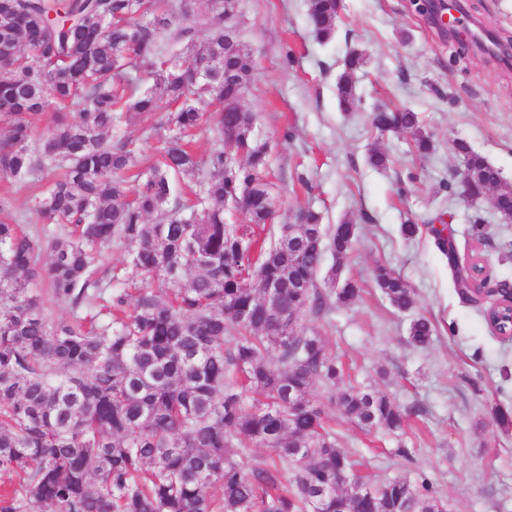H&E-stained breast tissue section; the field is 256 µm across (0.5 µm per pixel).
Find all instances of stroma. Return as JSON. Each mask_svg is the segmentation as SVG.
Returning a JSON list of instances; mask_svg holds the SVG:
<instances>
[{"mask_svg":"<svg viewBox=\"0 0 512 512\" xmlns=\"http://www.w3.org/2000/svg\"><path fill=\"white\" fill-rule=\"evenodd\" d=\"M449 2L462 20L453 35L431 21L423 0H342L336 34L321 43L308 26L306 0H238L239 36L255 70L242 104L257 113L270 143L275 224L296 223L311 208L324 223L350 218L359 226L341 275L364 291L332 311L328 326L352 380L420 409L398 439L366 432L328 408L338 446L364 456L373 478L429 480L453 512H512V430H501L491 414L497 405L512 409V340L493 335L481 306L458 294L429 233L401 234L406 221L452 213L464 263L474 244L469 218L480 209L488 278L512 283V223H500L488 202L469 207L447 188L460 165L457 140L512 183V0ZM354 47L366 55L355 77L361 106L344 113L336 85ZM393 105L419 113L438 143L433 155L418 159L409 134L371 127L372 109ZM118 132L148 158L167 129L156 114L123 119ZM375 146L391 157L388 167L369 165ZM301 175L309 188L299 187ZM381 262L410 283L414 311L394 310L374 288L372 270ZM418 313L439 330L425 349L409 341ZM402 444L412 459L396 456Z\"/></svg>","mask_w":512,"mask_h":512,"instance_id":"1","label":"stroma"}]
</instances>
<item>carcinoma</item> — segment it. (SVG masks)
<instances>
[{
  "mask_svg": "<svg viewBox=\"0 0 512 512\" xmlns=\"http://www.w3.org/2000/svg\"><path fill=\"white\" fill-rule=\"evenodd\" d=\"M224 2L163 11L161 0H0V179L34 190L41 221L21 225L0 197V470L19 476L0 491V512H452L425 479L363 474L326 423L328 404L392 434L407 414L386 394L344 384L327 334L331 309L362 291L353 280L336 287L357 224H324L308 210L293 245L289 225L271 227L270 145L241 104L254 71L238 31H224ZM306 6L315 38L332 39L340 0ZM198 64L206 77H193ZM363 65L358 50L344 60L343 112L361 103ZM157 113L168 136L146 165L112 127ZM46 116L51 129L37 139ZM205 121L212 138L198 154L190 136ZM371 125L410 134L422 158L436 150L416 112L382 109ZM453 148L473 193L491 191V205L511 211L512 184L467 143ZM231 207L246 223L225 224ZM439 223L425 228L455 266L445 216ZM114 243L131 246L126 275L100 258ZM470 268L456 286L478 303L486 268L475 254ZM373 280L394 309L415 307L391 267L376 265ZM266 281L282 285L276 308ZM496 295L484 317L507 335L497 315L512 285ZM53 303L71 317L50 321ZM290 311L301 317L292 338L282 325ZM436 332L426 316L409 328L422 348ZM244 439L267 457L249 455Z\"/></svg>",
  "mask_w": 512,
  "mask_h": 512,
  "instance_id": "carcinoma-1",
  "label": "carcinoma"
}]
</instances>
